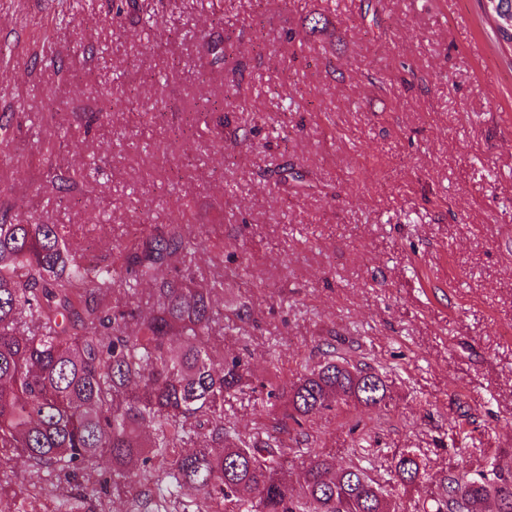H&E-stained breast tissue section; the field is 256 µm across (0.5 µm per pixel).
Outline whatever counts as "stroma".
I'll return each mask as SVG.
<instances>
[{"instance_id":"35a3bbf8","label":"stroma","mask_w":512,"mask_h":512,"mask_svg":"<svg viewBox=\"0 0 512 512\" xmlns=\"http://www.w3.org/2000/svg\"><path fill=\"white\" fill-rule=\"evenodd\" d=\"M0 218L106 263L180 225L252 375L242 433L326 358L383 372L380 405L285 436L290 482L357 448L420 512L447 473L512 477V54L480 0H0ZM11 482L0 512H54L26 461ZM422 464L418 456L407 453L402 455L395 464V474L404 485H411L421 479L423 474Z\"/></svg>"}]
</instances>
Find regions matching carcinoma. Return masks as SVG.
Wrapping results in <instances>:
<instances>
[{"label":"carcinoma","instance_id":"cac0c4a2","mask_svg":"<svg viewBox=\"0 0 512 512\" xmlns=\"http://www.w3.org/2000/svg\"><path fill=\"white\" fill-rule=\"evenodd\" d=\"M483 2L497 42L512 48V0ZM191 247L178 225L151 229L120 251V265H100L72 255L57 224L0 223V494L23 458L55 489L90 464L115 490L137 483L147 498L152 481L168 478L197 512L238 506L246 494L255 512H395L362 465L316 455L293 487L282 445L224 421V396L247 386V368L211 345L224 285H195ZM164 268L178 275L156 282L152 308L141 310L137 285ZM118 284L130 299L116 309ZM385 396L375 369L330 359L291 388L290 418L300 427L345 397L375 407ZM394 470L404 485L423 474L411 453ZM105 494L88 479L78 494L58 495L59 512ZM491 498L512 512V480L446 475L431 508L482 512Z\"/></svg>","mask_w":512,"mask_h":512}]
</instances>
